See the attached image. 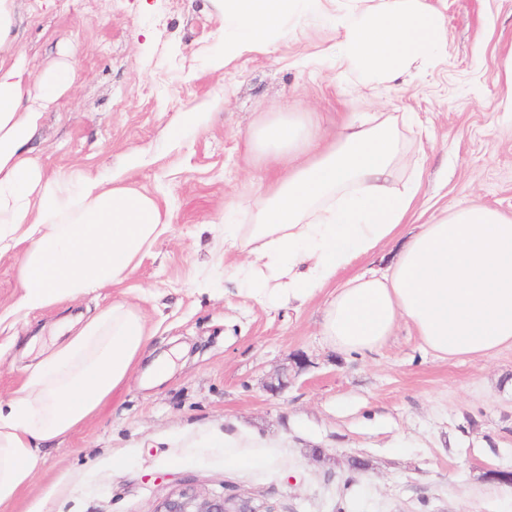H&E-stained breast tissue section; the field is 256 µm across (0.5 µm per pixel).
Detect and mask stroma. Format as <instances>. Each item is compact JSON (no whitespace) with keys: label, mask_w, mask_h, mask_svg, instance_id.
Masks as SVG:
<instances>
[{"label":"stroma","mask_w":512,"mask_h":512,"mask_svg":"<svg viewBox=\"0 0 512 512\" xmlns=\"http://www.w3.org/2000/svg\"><path fill=\"white\" fill-rule=\"evenodd\" d=\"M444 53L375 93L327 49L335 11H303L268 49L209 56L230 29L219 0H16L32 78L73 65L71 88L35 137L47 171L112 174L169 215L168 230L120 285L33 313L13 311L19 257L0 259V398L23 385L19 338L140 304L149 351L99 408L41 445L32 481L5 512H154L184 486L272 512H512V348L441 360L399 326L377 351H336L321 333L326 294L261 306L224 272V204L249 200L245 146L270 112L408 113L420 171L413 223L468 199L512 217V0H429ZM193 112L216 121L194 124ZM183 352L164 382L152 362ZM282 383L279 392L270 387ZM368 461L349 470L350 457Z\"/></svg>","instance_id":"1"}]
</instances>
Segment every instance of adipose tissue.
Segmentation results:
<instances>
[{
  "mask_svg": "<svg viewBox=\"0 0 512 512\" xmlns=\"http://www.w3.org/2000/svg\"><path fill=\"white\" fill-rule=\"evenodd\" d=\"M16 0H0V256L21 255L27 312L121 284L168 228L150 196L83 171L47 173L31 142L50 103L73 84L66 66L30 90L15 48ZM401 118L359 115L326 140L316 112H272L246 138L272 184L258 182L251 219L224 227L225 253L246 255L238 292L269 307L329 291L322 334L341 352H372L399 324L442 360L512 347V218L471 201L410 234L384 269L339 274L409 223L418 179L399 183ZM145 312L124 299L39 350L22 388L0 399V507L29 484L39 444L91 415L148 350Z\"/></svg>",
  "mask_w": 512,
  "mask_h": 512,
  "instance_id": "ef3b65f1",
  "label": "adipose tissue"
}]
</instances>
